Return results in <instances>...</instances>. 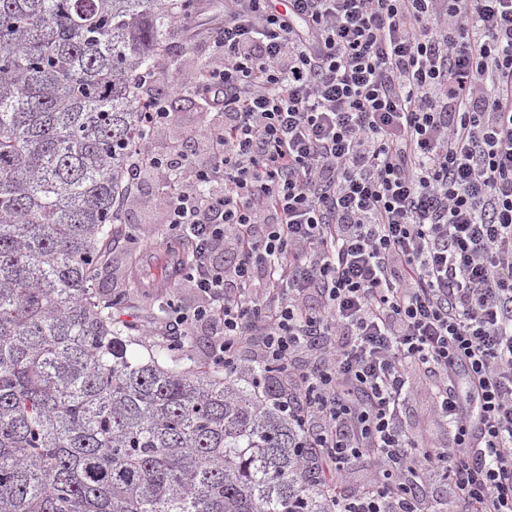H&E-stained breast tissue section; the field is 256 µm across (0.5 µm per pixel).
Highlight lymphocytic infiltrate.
<instances>
[{
    "label": "lymphocytic infiltrate",
    "instance_id": "1",
    "mask_svg": "<svg viewBox=\"0 0 512 512\" xmlns=\"http://www.w3.org/2000/svg\"><path fill=\"white\" fill-rule=\"evenodd\" d=\"M209 38L224 123L207 164L180 150L168 217L205 303L168 324L213 323L225 372L254 343L283 366L336 512H433L439 480L512 512V0H224ZM417 372L447 443L405 426Z\"/></svg>",
    "mask_w": 512,
    "mask_h": 512
}]
</instances>
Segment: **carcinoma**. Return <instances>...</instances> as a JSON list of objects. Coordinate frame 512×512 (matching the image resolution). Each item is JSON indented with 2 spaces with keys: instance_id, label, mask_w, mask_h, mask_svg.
Returning a JSON list of instances; mask_svg holds the SVG:
<instances>
[{
  "instance_id": "carcinoma-1",
  "label": "carcinoma",
  "mask_w": 512,
  "mask_h": 512,
  "mask_svg": "<svg viewBox=\"0 0 512 512\" xmlns=\"http://www.w3.org/2000/svg\"><path fill=\"white\" fill-rule=\"evenodd\" d=\"M194 0H0V512H329L324 448L278 370L240 385L114 316L139 299L122 224L137 85ZM130 245L124 289L102 294ZM195 259L186 239L172 276ZM138 345L143 354L133 356ZM125 264V251L119 247L112 253V268L102 274L99 287L103 288V290L112 288V291L120 289L123 281Z\"/></svg>"
}]
</instances>
